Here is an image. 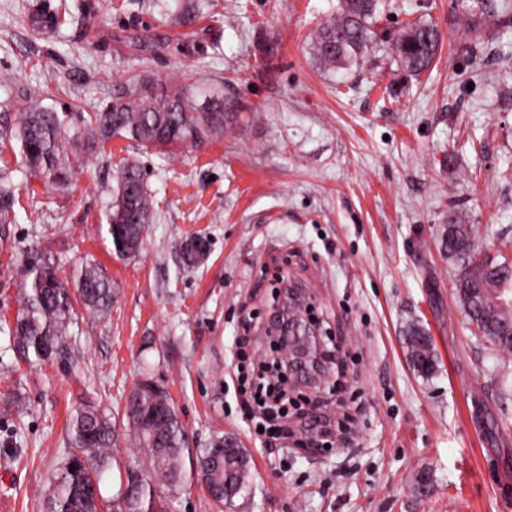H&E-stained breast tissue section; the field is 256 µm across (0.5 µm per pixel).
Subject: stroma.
<instances>
[{"label":"stroma","mask_w":512,"mask_h":512,"mask_svg":"<svg viewBox=\"0 0 512 512\" xmlns=\"http://www.w3.org/2000/svg\"><path fill=\"white\" fill-rule=\"evenodd\" d=\"M0 0V129L24 89L45 107L106 108L113 85L145 70L199 99L234 107L223 133L196 145L142 149L115 138L76 163L63 188L22 164L0 136V175L13 189L0 224V512H43L52 471L70 448L68 416L92 403L122 412L133 384L169 393L188 445L237 439L249 485L216 509L195 482L168 512H512V356L474 336L453 288L460 261L442 244L448 221L472 225L512 259V0L469 32L459 0H381L377 27L436 25L442 50L419 76L378 50L329 75L310 54L339 0H111L81 24L37 34L43 3ZM138 161L155 200L139 253L116 254L106 211L113 176ZM204 239L183 264L177 246ZM59 276L93 262L116 292L102 315L80 311L68 369L17 361L8 326L31 263ZM302 292L341 337L347 382L322 415L349 422L332 448L256 433L243 409L238 342L269 350L263 327L272 274ZM434 339L436 372L410 367L401 333Z\"/></svg>","instance_id":"obj_1"}]
</instances>
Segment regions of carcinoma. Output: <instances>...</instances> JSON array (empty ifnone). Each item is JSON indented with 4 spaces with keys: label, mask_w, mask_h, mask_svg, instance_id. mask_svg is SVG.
Wrapping results in <instances>:
<instances>
[{
    "label": "carcinoma",
    "mask_w": 512,
    "mask_h": 512,
    "mask_svg": "<svg viewBox=\"0 0 512 512\" xmlns=\"http://www.w3.org/2000/svg\"><path fill=\"white\" fill-rule=\"evenodd\" d=\"M493 8L490 0H470L462 4V16L467 26L476 28V15L486 16ZM377 10L378 0H340L336 16L323 23L312 39L319 65L334 74L364 62L379 41L374 30ZM74 19L69 9H43L29 15L26 23L39 34ZM389 45L399 68L419 76L431 67L441 38L434 24L414 21L389 38ZM42 101L40 88L27 90L9 137L19 141L26 167L55 186L69 182L74 169L71 155L79 145L82 153L93 157L114 137L133 140L145 149L192 143L207 133L223 132L230 112L222 100L200 108L190 86L169 88L142 73L113 86L112 102L101 112L86 115L71 108L56 112L43 106ZM153 212L154 199L142 167L136 161L126 162L117 172L107 213V233L118 255L133 257L139 252ZM450 226L451 235L443 237L448 256L464 261L468 254L456 243L473 239V227L456 220L450 221ZM178 251L186 264H198L196 240L181 243ZM55 276L56 270L48 262L28 270L20 306L9 329L20 359L69 368L75 362L70 336L76 315L74 301L90 312L105 313L115 293L112 279L94 263L83 264L72 280H60L57 288L41 287L43 279ZM489 283L512 292V262L505 259L482 271L477 279L461 272L455 282L461 305L474 311L489 304V299L479 294V289ZM485 331L491 336L493 355L512 354V335L499 332L495 323H485ZM422 333L423 328L417 324H408L403 343L407 356L428 363V367L414 372L428 377L436 371L437 356L419 344ZM130 394L123 409L124 432L143 457L127 468L126 475L136 470L143 475L133 490L140 512H167V493L200 476L208 463L209 450L195 453L186 447L185 430L171 399L152 379L137 382ZM69 431L72 450L51 477L44 512H99L102 502L87 495L86 487L100 480L110 464L111 448L119 445L117 422L104 409L81 405L70 415ZM249 477L248 455L239 447L224 460L222 468L211 473L213 487L207 495L218 508L238 496Z\"/></svg>",
    "instance_id": "obj_1"
}]
</instances>
